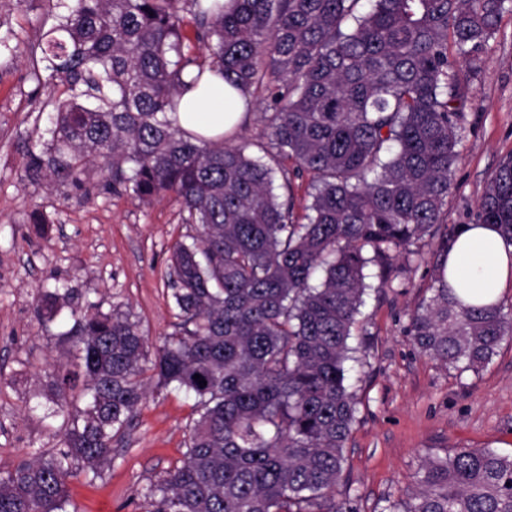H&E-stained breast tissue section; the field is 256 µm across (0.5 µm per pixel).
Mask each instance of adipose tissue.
<instances>
[{
  "label": "adipose tissue",
  "mask_w": 512,
  "mask_h": 512,
  "mask_svg": "<svg viewBox=\"0 0 512 512\" xmlns=\"http://www.w3.org/2000/svg\"><path fill=\"white\" fill-rule=\"evenodd\" d=\"M247 111L241 94L221 75L208 72L198 86L182 93L175 118L184 129L216 138L239 124ZM444 273L463 299L477 304L499 302L512 287V242L492 224L462 227L448 248Z\"/></svg>",
  "instance_id": "adipose-tissue-1"
}]
</instances>
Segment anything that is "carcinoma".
Instances as JSON below:
<instances>
[{
  "mask_svg": "<svg viewBox=\"0 0 512 512\" xmlns=\"http://www.w3.org/2000/svg\"><path fill=\"white\" fill-rule=\"evenodd\" d=\"M511 1L233 0L227 10L185 0L204 49L195 56L180 0H74L42 49L45 80L68 97L26 173L80 189L98 163L115 191L173 197L195 234L173 247L179 322L152 354L129 316L78 310L67 289L42 293V326L69 309L77 363L49 382L59 447L0 469V512H67L68 479L95 480L112 463V439L143 404L147 378L194 403L183 458L146 488L144 512H356L345 474L358 413L348 341L365 331L367 290L391 287L425 244L448 252L471 80ZM188 69L219 73L263 104L267 141L234 131L214 141L174 124ZM303 178L300 221L293 180ZM477 220L512 240V155ZM428 291L408 332L445 368L475 373L512 337L501 303L462 302L441 272ZM386 512H512V453L427 457L416 489Z\"/></svg>",
  "mask_w": 512,
  "mask_h": 512,
  "instance_id": "carcinoma-1",
  "label": "carcinoma"
}]
</instances>
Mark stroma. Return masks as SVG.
<instances>
[{
  "mask_svg": "<svg viewBox=\"0 0 512 512\" xmlns=\"http://www.w3.org/2000/svg\"><path fill=\"white\" fill-rule=\"evenodd\" d=\"M56 0H0V467L55 448L57 422L47 397L51 367L70 360L68 324L42 329L41 290L68 288L74 304L129 314L151 341L174 329L167 281L174 243L193 231L171 199L144 203L112 191L90 167L86 195L32 179L29 152L45 149L49 115L64 86L37 82L44 34ZM472 81L460 155L448 194L449 225L472 224L501 160L512 155V11L504 12ZM437 259L425 253L362 309L367 337L349 344L362 361L357 422L345 450L357 512H382L388 496L414 487L421 461L454 448L512 452V342L479 372L456 375L418 352L409 316L431 282ZM191 401L149 388L130 426L112 441L114 460L100 478H70L69 512H143L144 490L183 457Z\"/></svg>",
  "mask_w": 512,
  "mask_h": 512,
  "instance_id": "1",
  "label": "stroma"
}]
</instances>
